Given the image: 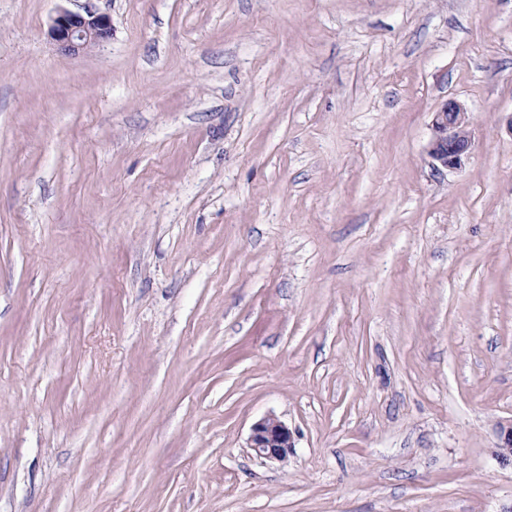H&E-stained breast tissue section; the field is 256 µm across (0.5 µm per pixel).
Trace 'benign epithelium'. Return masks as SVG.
I'll return each instance as SVG.
<instances>
[{
	"instance_id": "obj_1",
	"label": "benign epithelium",
	"mask_w": 512,
	"mask_h": 512,
	"mask_svg": "<svg viewBox=\"0 0 512 512\" xmlns=\"http://www.w3.org/2000/svg\"><path fill=\"white\" fill-rule=\"evenodd\" d=\"M49 35L67 55H78L112 36V22L105 14H86L59 11L49 25ZM431 136L427 155L436 166L456 169L469 157L472 147L470 121L466 108L459 101L449 99L431 113ZM295 447L292 431L278 418L269 415L252 425L249 448L255 456L283 463ZM496 457L502 463L512 461V425L503 434L496 448Z\"/></svg>"
}]
</instances>
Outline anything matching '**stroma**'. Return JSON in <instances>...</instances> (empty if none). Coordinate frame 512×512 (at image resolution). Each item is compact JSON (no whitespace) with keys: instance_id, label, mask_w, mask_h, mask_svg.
Masks as SVG:
<instances>
[{"instance_id":"stroma-1","label":"stroma","mask_w":512,"mask_h":512,"mask_svg":"<svg viewBox=\"0 0 512 512\" xmlns=\"http://www.w3.org/2000/svg\"><path fill=\"white\" fill-rule=\"evenodd\" d=\"M511 422L512 0H0V512H512ZM49 35L63 53L79 55L107 41L112 36V22L105 14L61 10L51 19ZM431 136L427 155L437 167L456 169L469 157L472 147L470 121L466 108L449 99L431 114ZM248 448L258 458L284 463L295 444L288 426L269 415L252 425Z\"/></svg>"}]
</instances>
